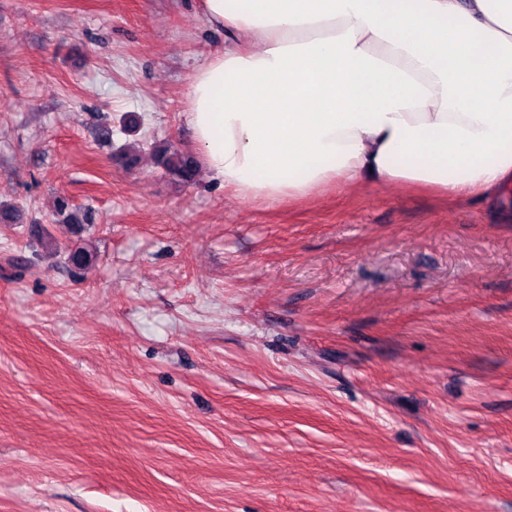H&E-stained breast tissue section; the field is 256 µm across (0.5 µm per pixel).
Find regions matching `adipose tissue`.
<instances>
[{
    "mask_svg": "<svg viewBox=\"0 0 512 512\" xmlns=\"http://www.w3.org/2000/svg\"><path fill=\"white\" fill-rule=\"evenodd\" d=\"M236 47L185 121L225 188L278 203L360 183L512 212V0H200Z\"/></svg>",
    "mask_w": 512,
    "mask_h": 512,
    "instance_id": "1",
    "label": "adipose tissue"
}]
</instances>
